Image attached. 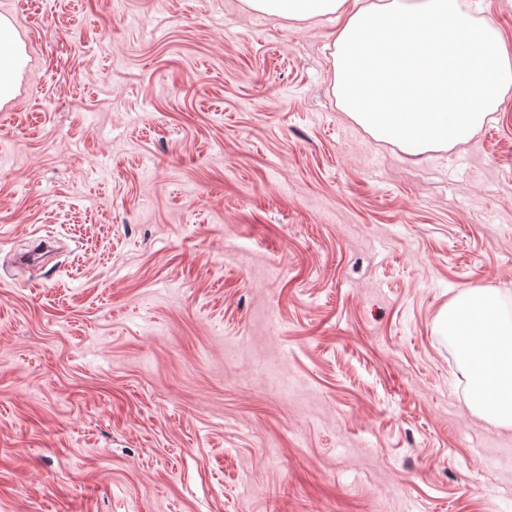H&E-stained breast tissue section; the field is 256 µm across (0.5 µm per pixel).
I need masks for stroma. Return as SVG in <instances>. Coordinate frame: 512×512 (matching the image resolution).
<instances>
[{
	"instance_id": "obj_1",
	"label": "stroma",
	"mask_w": 512,
	"mask_h": 512,
	"mask_svg": "<svg viewBox=\"0 0 512 512\" xmlns=\"http://www.w3.org/2000/svg\"><path fill=\"white\" fill-rule=\"evenodd\" d=\"M0 16V512H512L438 325L469 288L512 316V92L411 156L341 110L328 20ZM10 46L12 52L0 55V107L10 101L23 65L22 49L10 22L0 17V46Z\"/></svg>"
}]
</instances>
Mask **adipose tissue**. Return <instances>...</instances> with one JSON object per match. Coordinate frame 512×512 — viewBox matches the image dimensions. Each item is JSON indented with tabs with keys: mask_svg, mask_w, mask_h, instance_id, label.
Listing matches in <instances>:
<instances>
[{
	"mask_svg": "<svg viewBox=\"0 0 512 512\" xmlns=\"http://www.w3.org/2000/svg\"><path fill=\"white\" fill-rule=\"evenodd\" d=\"M291 21L336 18L334 88L343 111L378 139L419 154L464 142L512 89V58L480 0H244ZM0 106L23 65L0 17ZM484 419L512 427V318L491 288L461 292L439 315Z\"/></svg>",
	"mask_w": 512,
	"mask_h": 512,
	"instance_id": "1",
	"label": "adipose tissue"
}]
</instances>
